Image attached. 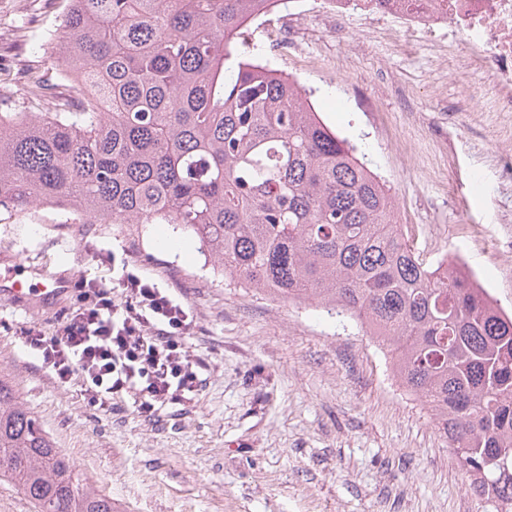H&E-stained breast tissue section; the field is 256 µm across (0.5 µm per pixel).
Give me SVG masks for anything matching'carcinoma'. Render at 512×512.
Segmentation results:
<instances>
[{"label": "carcinoma", "mask_w": 512, "mask_h": 512, "mask_svg": "<svg viewBox=\"0 0 512 512\" xmlns=\"http://www.w3.org/2000/svg\"><path fill=\"white\" fill-rule=\"evenodd\" d=\"M281 0H66L41 112H0V209L176 224L224 277L358 320L492 512H512V315L457 261L425 264L397 202L297 81L242 57ZM0 480L35 512H114L0 374Z\"/></svg>", "instance_id": "carcinoma-1"}]
</instances>
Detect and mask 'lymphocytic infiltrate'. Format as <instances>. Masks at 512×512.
Instances as JSON below:
<instances>
[{
  "instance_id": "obj_1",
  "label": "lymphocytic infiltrate",
  "mask_w": 512,
  "mask_h": 512,
  "mask_svg": "<svg viewBox=\"0 0 512 512\" xmlns=\"http://www.w3.org/2000/svg\"><path fill=\"white\" fill-rule=\"evenodd\" d=\"M73 288L74 302L54 333L21 330L60 382L80 377L91 405L108 411L114 399L127 397L147 418L194 399L204 363L186 345L193 317L181 302L130 271L113 287L83 278Z\"/></svg>"
}]
</instances>
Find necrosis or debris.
<instances>
[{"label":"necrosis or debris","instance_id":"necrosis-or-debris-1","mask_svg":"<svg viewBox=\"0 0 512 512\" xmlns=\"http://www.w3.org/2000/svg\"><path fill=\"white\" fill-rule=\"evenodd\" d=\"M357 9L405 30L447 29L453 76L482 68L498 111L512 112V0H389L383 8L373 0H336L337 17Z\"/></svg>","mask_w":512,"mask_h":512}]
</instances>
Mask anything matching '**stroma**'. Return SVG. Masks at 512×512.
I'll return each mask as SVG.
<instances>
[{
    "label": "stroma",
    "instance_id": "1",
    "mask_svg": "<svg viewBox=\"0 0 512 512\" xmlns=\"http://www.w3.org/2000/svg\"><path fill=\"white\" fill-rule=\"evenodd\" d=\"M64 0H0V112H28L25 83L50 76L33 30ZM333 0H288L253 22L249 44L312 93L322 118L391 187L420 259L457 257L512 311V113L494 108L480 70L450 71L448 36L353 16L338 37ZM169 224H71L38 207L0 220V258L29 287L58 274L103 282L135 268L194 317L187 345L206 368L192 401L154 418L88 403L59 382L20 330L53 333L73 295L0 306V373L57 447L126 512H482L428 409L394 377L390 356L356 323L271 298L214 273Z\"/></svg>",
    "mask_w": 512,
    "mask_h": 512
}]
</instances>
